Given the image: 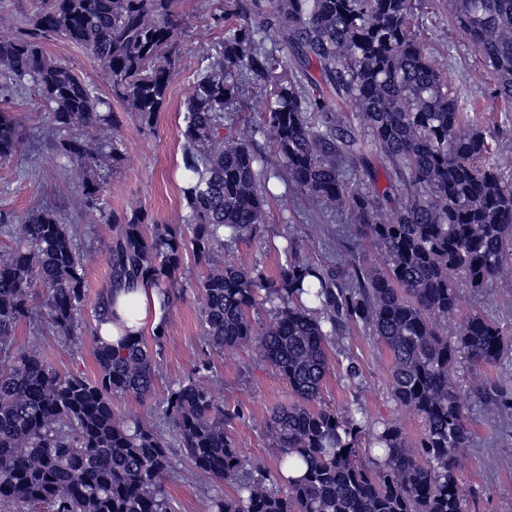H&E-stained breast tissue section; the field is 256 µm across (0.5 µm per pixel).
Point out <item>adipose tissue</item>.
I'll return each instance as SVG.
<instances>
[{
    "label": "adipose tissue",
    "mask_w": 512,
    "mask_h": 512,
    "mask_svg": "<svg viewBox=\"0 0 512 512\" xmlns=\"http://www.w3.org/2000/svg\"><path fill=\"white\" fill-rule=\"evenodd\" d=\"M161 311L157 291L147 282L139 281L130 288L117 290L111 314L99 325L101 343L118 350L125 336L158 331Z\"/></svg>",
    "instance_id": "1"
}]
</instances>
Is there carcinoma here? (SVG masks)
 <instances>
[{
  "label": "carcinoma",
  "instance_id": "1",
  "mask_svg": "<svg viewBox=\"0 0 512 512\" xmlns=\"http://www.w3.org/2000/svg\"><path fill=\"white\" fill-rule=\"evenodd\" d=\"M448 22L512 105V0H444ZM179 0H39L15 34L0 39V100L34 91L58 130L120 126L111 100L145 126L166 101L176 69ZM413 0H224L213 21L221 42L197 52L186 102L181 188L183 221L206 275L197 283L204 337L216 350L253 344L287 382L293 401L272 409L268 434L280 450L281 485L239 479L244 468L224 431L230 415L189 376L168 391L159 419L115 417L113 400L152 396L157 361L142 336L122 349L90 346L98 378L62 374L35 350L14 347L43 289L40 323L59 336L82 333L76 311L86 268L70 227L50 208L19 217L0 212V503H46L52 512H173L162 481L171 445L199 472L232 485L211 512H464L456 479L474 430L458 365L512 362V341L492 319H457V280L479 289L512 278V173L491 163V134L471 114L477 102L452 90L412 29ZM282 47L266 46L267 32ZM85 50L108 72V99L46 41ZM316 69L318 76L311 74ZM262 85L261 121L237 128L245 91ZM272 142L288 183L324 209L348 212L356 235L382 251L379 265L352 263L344 277L281 248L276 276L224 261V240L250 241L264 223L265 195L281 177L256 148ZM21 125L0 109V163L18 155ZM69 160L92 167L101 153L76 137ZM385 161L379 189L370 157ZM79 205L107 230L111 288L136 279L157 288L165 308L182 283L184 241L177 225L148 227L144 214L119 216L87 183ZM271 304L269 324L250 312ZM361 322L391 358V398L422 423L417 441L360 408L320 404L340 327Z\"/></svg>",
  "mask_w": 512,
  "mask_h": 512
}]
</instances>
